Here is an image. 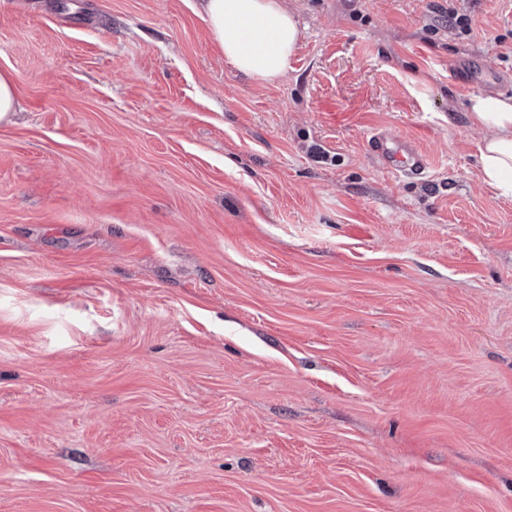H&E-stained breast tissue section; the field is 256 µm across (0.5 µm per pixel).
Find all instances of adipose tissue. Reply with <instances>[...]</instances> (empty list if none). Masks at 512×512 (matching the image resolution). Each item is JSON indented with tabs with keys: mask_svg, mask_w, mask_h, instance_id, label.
Instances as JSON below:
<instances>
[{
	"mask_svg": "<svg viewBox=\"0 0 512 512\" xmlns=\"http://www.w3.org/2000/svg\"><path fill=\"white\" fill-rule=\"evenodd\" d=\"M198 14L233 70L265 83L286 73L300 31L285 0H199ZM468 117L486 132L479 157L483 182L512 198V97L473 95Z\"/></svg>",
	"mask_w": 512,
	"mask_h": 512,
	"instance_id": "1",
	"label": "adipose tissue"
}]
</instances>
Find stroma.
I'll return each mask as SVG.
<instances>
[{"label": "stroma", "mask_w": 512, "mask_h": 512, "mask_svg": "<svg viewBox=\"0 0 512 512\" xmlns=\"http://www.w3.org/2000/svg\"><path fill=\"white\" fill-rule=\"evenodd\" d=\"M287 4L268 84L196 0H0V512H512V0ZM16 106L13 82L7 74L0 73V122L7 120ZM468 117L487 132L480 147L482 181L498 195L512 198V97L473 95ZM368 149L386 171L396 175H420L425 170L424 153L415 141L395 139L378 131L369 139Z\"/></svg>", "instance_id": "obj_1"}]
</instances>
